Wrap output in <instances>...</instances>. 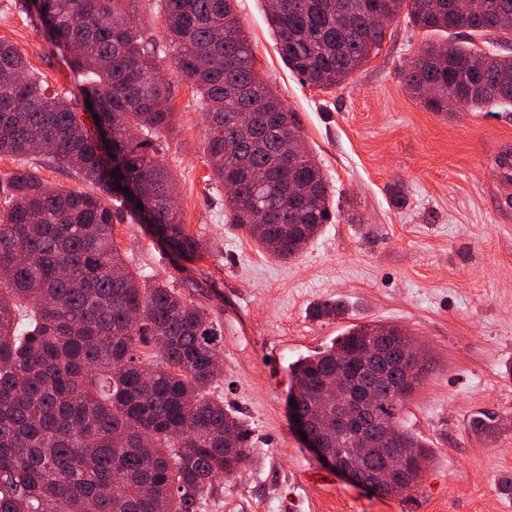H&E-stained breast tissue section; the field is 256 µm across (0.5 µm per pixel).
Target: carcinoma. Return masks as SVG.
<instances>
[{
    "label": "carcinoma",
    "mask_w": 512,
    "mask_h": 512,
    "mask_svg": "<svg viewBox=\"0 0 512 512\" xmlns=\"http://www.w3.org/2000/svg\"><path fill=\"white\" fill-rule=\"evenodd\" d=\"M128 0H21L52 50L66 59L83 101L91 102L117 143L106 159L64 91H51L21 51L0 41V155H47L92 185L76 192L22 168L8 180L0 208V512H197L217 478L249 459L252 430L214 395L220 326L206 309L163 281L131 270L114 244L121 197L138 221L152 215L171 249L194 255L164 133L174 112L156 45L140 35ZM236 0H159L176 74L203 104L204 152L211 178L226 189L230 223L264 251L291 260L333 219L331 190L306 150L294 114L254 69ZM407 11L420 29L455 35L493 33L512 40V0H480L461 14L460 0H277L268 5L277 51L304 83L328 90L347 80L385 40L378 15ZM424 106L446 112L512 102V56L478 54L473 44L429 43L406 69ZM296 139L297 160L284 167L282 138ZM119 172L112 173V170ZM137 186L142 194L125 189ZM147 203L143 211L136 204ZM354 325L288 366V399L307 412L336 374L360 371L354 354L371 343L395 348L405 331ZM431 362L411 371L396 397L378 382L369 415L389 428L410 461L387 494L418 486L431 462L426 439L403 417L404 402L426 380ZM349 426L328 442L355 459L362 475L383 471L390 448L379 439L361 458Z\"/></svg>",
    "instance_id": "obj_1"
}]
</instances>
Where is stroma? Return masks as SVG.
I'll return each mask as SVG.
<instances>
[{
    "label": "stroma",
    "mask_w": 512,
    "mask_h": 512,
    "mask_svg": "<svg viewBox=\"0 0 512 512\" xmlns=\"http://www.w3.org/2000/svg\"><path fill=\"white\" fill-rule=\"evenodd\" d=\"M141 35L158 45L175 114L165 160L197 256L164 246L151 227L123 217L114 242L149 279L170 282L222 326L217 394L241 413L254 445L241 473L218 483L200 512H512V182L495 153L512 140V103L429 111L405 83L421 48L440 40L406 15L390 22L379 51L346 82L322 91L280 58L262 0H238L255 67L295 115L334 193L336 217L298 257L283 261L230 224L224 189L209 181L202 103L175 75L157 0H132ZM0 40L16 45L50 87L71 86L44 31L16 0H0ZM73 191L85 182L50 159L0 157V189L19 166ZM335 300L344 313L311 318ZM394 324L433 358L404 418L433 451L422 482L398 496L325 471L288 415V366L355 324ZM497 416L491 434L471 417ZM327 473L320 486L312 473Z\"/></svg>",
    "instance_id": "obj_1"
}]
</instances>
